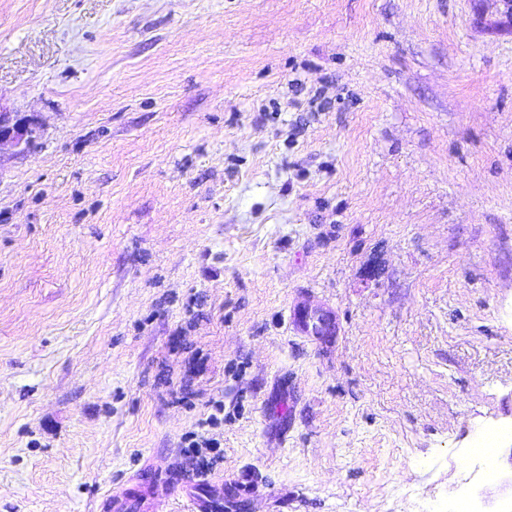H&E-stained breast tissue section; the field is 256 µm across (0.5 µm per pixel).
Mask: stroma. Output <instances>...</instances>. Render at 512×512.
<instances>
[{"label": "stroma", "instance_id": "obj_1", "mask_svg": "<svg viewBox=\"0 0 512 512\" xmlns=\"http://www.w3.org/2000/svg\"><path fill=\"white\" fill-rule=\"evenodd\" d=\"M0 105L41 126L0 150V512L177 483L195 433L253 512H512L500 0H0ZM313 321H317V325ZM291 322L299 333L316 342L340 333L336 314L329 307L314 309L304 306V303L297 304L291 310Z\"/></svg>", "mask_w": 512, "mask_h": 512}]
</instances>
